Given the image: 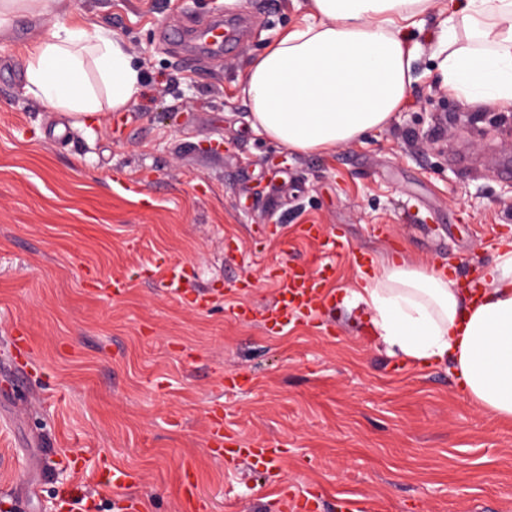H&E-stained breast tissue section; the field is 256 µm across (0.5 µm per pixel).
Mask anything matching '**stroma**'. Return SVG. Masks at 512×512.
I'll return each instance as SVG.
<instances>
[{"instance_id":"1","label":"stroma","mask_w":512,"mask_h":512,"mask_svg":"<svg viewBox=\"0 0 512 512\" xmlns=\"http://www.w3.org/2000/svg\"><path fill=\"white\" fill-rule=\"evenodd\" d=\"M306 6L64 0L122 39L143 77L136 104L83 127L24 91L55 13L18 12L0 33V492L13 512H60L73 485L90 512H289L287 486L312 494L311 512L353 496L368 512H512V421L461 395L450 363L407 360L344 305L353 260L335 259L323 314L281 333L235 316L274 300L271 264L312 259L304 224L463 282L512 241V110L440 86L435 19L410 32L413 90L386 128L299 154L252 127L244 67ZM223 17L246 33L221 56L166 37ZM160 257L207 307L139 278ZM116 277L129 282L117 297ZM217 413L245 442L282 441L277 469L211 456ZM105 461L136 483L100 485Z\"/></svg>"}]
</instances>
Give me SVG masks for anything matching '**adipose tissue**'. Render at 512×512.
Returning <instances> with one entry per match:
<instances>
[{
	"instance_id": "adipose-tissue-1",
	"label": "adipose tissue",
	"mask_w": 512,
	"mask_h": 512,
	"mask_svg": "<svg viewBox=\"0 0 512 512\" xmlns=\"http://www.w3.org/2000/svg\"><path fill=\"white\" fill-rule=\"evenodd\" d=\"M439 0H309L302 22L269 42L243 73L255 128L297 153L329 152L384 127L405 102L416 50L403 33ZM442 84L464 104L512 109V0H464L441 22ZM96 82H89L88 71ZM24 89L75 125L103 107L124 110L141 93L125 44L102 28L61 20L27 52ZM481 291L458 288L446 268L387 259L347 290L376 336L403 357L451 363L460 392L512 420V243L483 272Z\"/></svg>"
}]
</instances>
